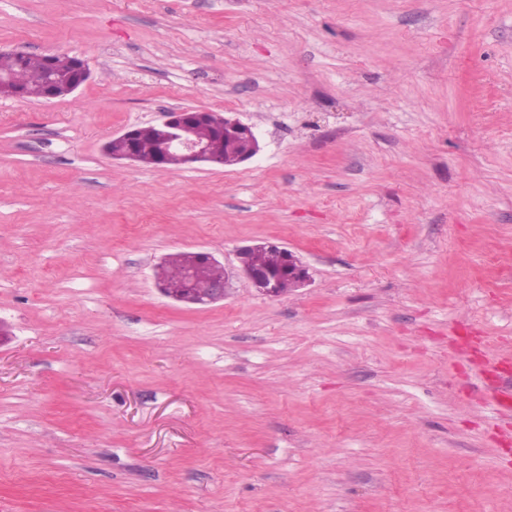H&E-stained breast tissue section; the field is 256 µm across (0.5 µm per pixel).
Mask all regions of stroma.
Returning a JSON list of instances; mask_svg holds the SVG:
<instances>
[{"instance_id":"1","label":"stroma","mask_w":512,"mask_h":512,"mask_svg":"<svg viewBox=\"0 0 512 512\" xmlns=\"http://www.w3.org/2000/svg\"><path fill=\"white\" fill-rule=\"evenodd\" d=\"M1 49L91 76L0 100V512H512V0H0ZM171 109L261 150L106 153ZM199 250L224 299L163 296ZM73 68L68 76L66 82L62 85L52 82L50 84V92L47 94L49 98L58 97L59 93L69 96L73 94L83 83H85L89 76L90 70L86 61L80 57H72ZM211 112L207 110L177 109L164 112L160 119L148 122L112 135L105 144V151L111 155L109 149L112 143H124L125 149L118 154L112 153L115 160H128L140 163L136 153V139L141 127L147 126L159 135V147L151 167H166L171 156L177 157L182 166L199 163H221L224 156V168L238 165L237 149L224 143H231L240 147V163L252 159L260 150L258 137L249 124L238 118H226L214 128L209 137L198 136L195 128L209 121ZM141 164V163H140ZM264 250L276 258L274 267L267 269L253 268L243 261V255L250 251ZM240 272L250 281L254 288L263 295L277 297L282 288L288 291V281L291 288H300L310 281L309 268L288 248L269 241H254L241 246L236 251ZM288 281L280 283L282 278ZM284 291V292H285Z\"/></svg>"}]
</instances>
